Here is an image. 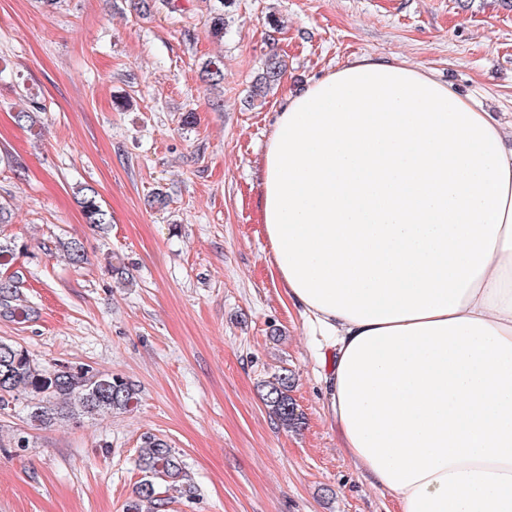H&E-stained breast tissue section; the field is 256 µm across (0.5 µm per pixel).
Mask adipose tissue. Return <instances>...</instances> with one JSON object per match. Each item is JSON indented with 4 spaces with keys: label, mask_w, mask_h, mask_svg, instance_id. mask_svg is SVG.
I'll return each mask as SVG.
<instances>
[{
    "label": "adipose tissue",
    "mask_w": 512,
    "mask_h": 512,
    "mask_svg": "<svg viewBox=\"0 0 512 512\" xmlns=\"http://www.w3.org/2000/svg\"><path fill=\"white\" fill-rule=\"evenodd\" d=\"M260 183L356 470L400 512H512V122L358 56L277 110Z\"/></svg>",
    "instance_id": "adipose-tissue-1"
}]
</instances>
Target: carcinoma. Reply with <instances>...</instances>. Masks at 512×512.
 I'll return each mask as SVG.
<instances>
[{
	"instance_id": "1",
	"label": "carcinoma",
	"mask_w": 512,
	"mask_h": 512,
	"mask_svg": "<svg viewBox=\"0 0 512 512\" xmlns=\"http://www.w3.org/2000/svg\"><path fill=\"white\" fill-rule=\"evenodd\" d=\"M208 18L209 32L217 40L224 38L225 0H216ZM283 64L275 54L268 56L261 66L252 90V98L266 100L282 77ZM203 80L217 85L224 81V62L216 57L202 70ZM44 105L29 101V110L17 114L18 121L35 125L37 113ZM77 202L85 223L104 228L112 224V214L104 208L98 192L90 185L78 190ZM25 246L12 238L0 237V266H12ZM62 251L68 261L78 265L84 261L80 241L63 243ZM23 274L15 270L0 276V318L22 322L29 318L20 284ZM295 379L288 373H279L265 382L261 398L275 419L287 428L299 424L300 414L289 392ZM28 397L27 419L35 426L48 425L68 417L75 410L88 415L129 412L137 404V389L126 379L102 374L87 364H38L29 351L13 342L0 339V411L21 396ZM142 473L133 496L125 504V512H167L171 497L167 492L179 484V493L188 499L198 495L197 487L187 479L186 465L176 449L153 434L143 436L142 451L137 460Z\"/></svg>"
}]
</instances>
